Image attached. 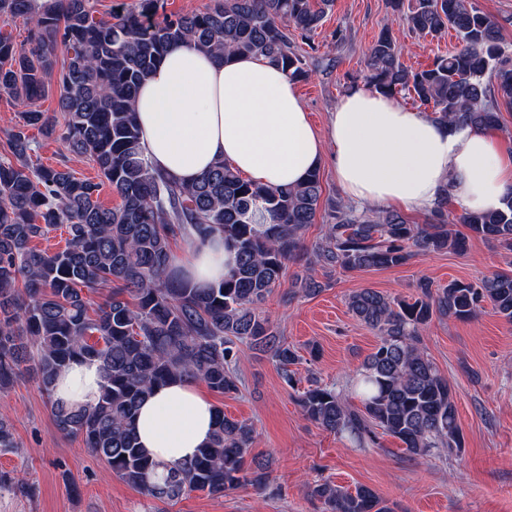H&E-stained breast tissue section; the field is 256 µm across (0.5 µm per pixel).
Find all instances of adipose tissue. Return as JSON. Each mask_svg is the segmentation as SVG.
I'll return each mask as SVG.
<instances>
[{
    "label": "adipose tissue",
    "instance_id": "adipose-tissue-1",
    "mask_svg": "<svg viewBox=\"0 0 512 512\" xmlns=\"http://www.w3.org/2000/svg\"><path fill=\"white\" fill-rule=\"evenodd\" d=\"M136 111L150 163L186 185L222 159L256 183L288 188L329 159L344 196L359 203L429 208L445 193L478 212L512 191V155L490 134L440 124L363 87L342 96L321 133L286 71L256 56L218 61L190 39L170 46L142 84ZM233 262L216 236L192 247L180 267L208 284ZM102 383L97 363L76 361L59 374L54 395L91 405ZM214 417L196 383L176 381L142 403L136 431L148 457L171 464L209 440Z\"/></svg>",
    "mask_w": 512,
    "mask_h": 512
}]
</instances>
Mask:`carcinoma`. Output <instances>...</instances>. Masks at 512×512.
Wrapping results in <instances>:
<instances>
[{
  "label": "carcinoma",
  "instance_id": "1",
  "mask_svg": "<svg viewBox=\"0 0 512 512\" xmlns=\"http://www.w3.org/2000/svg\"><path fill=\"white\" fill-rule=\"evenodd\" d=\"M99 0H0V20L26 21V43L0 31V96L25 105L8 131L0 155V392L31 371L51 404L57 429L82 438L112 474L145 495L171 502L189 491L212 496L239 486L263 490L269 478L247 458L252 424L216 409L208 444L167 467L139 446L134 421L145 396L173 380H201L220 394L239 392L237 344L270 357L293 382L300 360L266 315L263 305L281 285L288 262L304 252V232L321 204L320 172L301 185L270 189L218 161L184 186L155 169L145 155L134 100L167 48L191 38L220 60L263 57L300 81L306 56L295 40L314 49L312 35L332 0H216L191 14L159 18L161 0L135 4L95 18ZM408 31L436 36L449 29L459 46L412 69L389 28L367 49L368 84L431 109L454 127L482 131L500 125V108H512V51L498 24L473 0H390ZM61 117L34 107L50 92ZM45 139L84 157L100 181L81 179L65 165L36 166L32 154ZM108 185L119 204L105 207ZM324 238L299 285L322 288L313 264L346 271L401 266L416 252H463L468 237L450 228L448 196L412 224L395 210H358L342 199L325 205ZM471 237L512 251V193L501 205L465 213ZM65 247L38 249L33 242L52 228ZM221 234L234 252L231 273L217 284L195 285L174 267L172 244L188 245ZM108 289L92 308L88 293ZM418 296L391 297L363 288L348 298L349 310L378 339L356 370L353 389L361 407L336 388L314 382L302 392L303 415L358 448L398 439L412 456L436 450L459 453L464 436L448 380L425 352L422 335L436 318L468 321L491 306L512 323V274L440 285L417 283ZM97 362L103 384L97 402L69 405L54 397V382L71 362ZM18 448L13 426L0 418V452ZM324 512H391L370 487L350 490L329 482L307 486Z\"/></svg>",
  "mask_w": 512,
  "mask_h": 512
}]
</instances>
